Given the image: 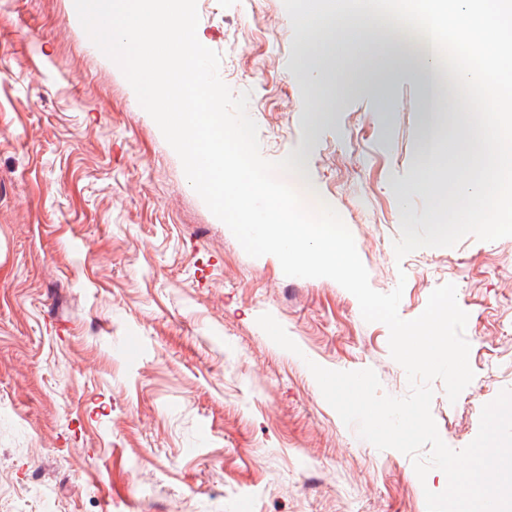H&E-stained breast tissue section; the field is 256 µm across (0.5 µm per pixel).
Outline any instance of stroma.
<instances>
[{"label": "stroma", "mask_w": 512, "mask_h": 512, "mask_svg": "<svg viewBox=\"0 0 512 512\" xmlns=\"http://www.w3.org/2000/svg\"><path fill=\"white\" fill-rule=\"evenodd\" d=\"M198 15L220 78L249 95L261 156L304 158L371 287L405 280L410 320L456 285L474 378L454 402L434 380L431 413L463 449L512 389V237L396 259L401 215L431 202L411 186L429 111L417 75L362 76L357 25L322 45L334 76L316 73L294 0ZM75 18L73 0H0V512H426L440 471L419 481L409 456L361 439L307 367L369 368L406 396L387 326L334 280L250 257Z\"/></svg>", "instance_id": "obj_1"}]
</instances>
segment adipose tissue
I'll return each mask as SVG.
<instances>
[{"label":"adipose tissue","mask_w":512,"mask_h":512,"mask_svg":"<svg viewBox=\"0 0 512 512\" xmlns=\"http://www.w3.org/2000/svg\"><path fill=\"white\" fill-rule=\"evenodd\" d=\"M418 22L429 37H436L448 19H456L467 29L468 44L477 48L473 65L458 69L453 80L460 88L480 90L488 111H497L501 105L512 106V0H430ZM370 7L369 0H345L344 15L315 10L302 16L303 24L321 38H332L341 18L354 21ZM373 47L384 60V68L367 67L374 80L386 81L389 71L410 69L419 75L435 70L439 58L429 47H413L407 40L394 38L385 23L374 29Z\"/></svg>","instance_id":"obj_1"}]
</instances>
